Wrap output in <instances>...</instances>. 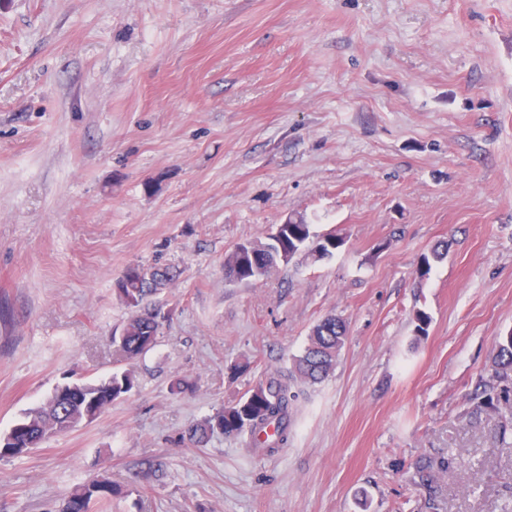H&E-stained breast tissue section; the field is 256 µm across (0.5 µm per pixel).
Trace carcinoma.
I'll use <instances>...</instances> for the list:
<instances>
[{
	"label": "carcinoma",
	"instance_id": "carcinoma-1",
	"mask_svg": "<svg viewBox=\"0 0 512 512\" xmlns=\"http://www.w3.org/2000/svg\"><path fill=\"white\" fill-rule=\"evenodd\" d=\"M309 224H290L279 235L268 234L265 239L247 241L225 253L224 275L234 283L249 284L268 276L279 265L288 264L303 253L314 261L333 255L343 240L333 234L326 242ZM177 270L170 266L144 268L128 267L116 282V293L129 310L122 327L112 333V344L126 360H136L157 345L160 327L168 313L156 304L155 297L172 284ZM348 338L345 319L329 315L323 318L308 336L301 355L292 359L285 371L260 380L238 402L224 405L194 424L188 439L201 447L212 436L222 434L238 438L249 436L253 447L273 453L288 442L291 426V384L314 385L327 379ZM493 369L498 378H512V332L496 341ZM77 393L66 403L57 392L40 406L29 409L0 435V458L21 457L52 438L73 430L83 423L99 418L112 402L126 396L135 387V375L130 370L115 371L95 380L76 381ZM125 486L106 474L91 478L74 488L64 499L61 512H93V508L125 496Z\"/></svg>",
	"mask_w": 512,
	"mask_h": 512
}]
</instances>
